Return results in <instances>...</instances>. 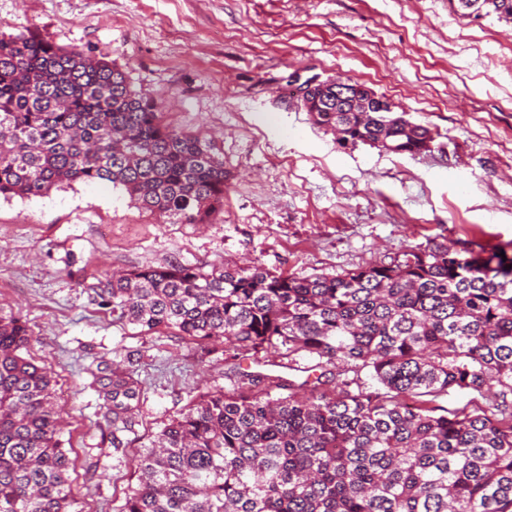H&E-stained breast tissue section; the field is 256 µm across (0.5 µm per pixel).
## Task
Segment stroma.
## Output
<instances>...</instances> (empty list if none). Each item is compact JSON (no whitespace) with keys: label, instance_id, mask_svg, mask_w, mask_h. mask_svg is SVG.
<instances>
[{"label":"stroma","instance_id":"obj_1","mask_svg":"<svg viewBox=\"0 0 512 512\" xmlns=\"http://www.w3.org/2000/svg\"><path fill=\"white\" fill-rule=\"evenodd\" d=\"M0 33L112 63L172 126L224 154V211L167 224L108 182L0 198V309L29 327L67 421L74 512H118L136 458L199 395L228 388L224 346L142 333L100 307L112 271L262 264L297 276L389 261L433 242L512 247V22L448 0H0ZM351 79L437 138L430 152L340 144L290 93ZM138 381L132 430L98 381Z\"/></svg>","mask_w":512,"mask_h":512}]
</instances>
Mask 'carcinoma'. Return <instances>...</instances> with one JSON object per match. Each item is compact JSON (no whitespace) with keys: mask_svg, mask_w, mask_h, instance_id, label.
Returning a JSON list of instances; mask_svg holds the SVG:
<instances>
[{"mask_svg":"<svg viewBox=\"0 0 512 512\" xmlns=\"http://www.w3.org/2000/svg\"><path fill=\"white\" fill-rule=\"evenodd\" d=\"M463 2L449 0L464 17L512 20V0ZM335 108L311 117L353 144L420 154L434 142L402 114ZM163 111L77 48L1 35L0 197L105 181L171 224L211 223L224 158ZM94 292L143 332L220 341L235 360L288 359L265 372L233 364L231 388L164 424L120 512H512V255L428 243L306 277L170 262ZM29 341L25 322L0 312V512H72L63 419L51 375L24 356ZM99 393L107 424L132 427L138 383L117 366ZM453 393L468 402L439 404Z\"/></svg>","mask_w":512,"mask_h":512,"instance_id":"obj_1","label":"carcinoma"}]
</instances>
